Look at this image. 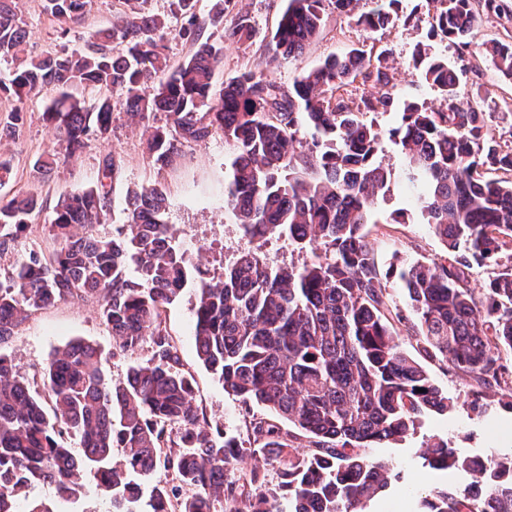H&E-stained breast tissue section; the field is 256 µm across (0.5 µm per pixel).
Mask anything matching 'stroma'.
Here are the masks:
<instances>
[{
    "label": "stroma",
    "instance_id": "1",
    "mask_svg": "<svg viewBox=\"0 0 512 512\" xmlns=\"http://www.w3.org/2000/svg\"><path fill=\"white\" fill-rule=\"evenodd\" d=\"M284 7L285 0H226L223 27L208 25L200 34L201 41L223 49L222 62L215 74L216 83L251 70L271 77L286 90L303 72L330 55L357 47L377 52L385 49L389 55L382 66L389 78L388 85L357 82L349 86V97L357 102L388 92L400 101L417 100L435 110L445 109L443 97L428 86L412 66L413 52L420 45L428 46L432 54L448 60L457 58L455 45L449 44L447 38L430 33L436 9L434 0H401L397 17L374 31L365 29L356 17L326 6L320 33L303 54L275 60L269 48ZM145 8L165 21L164 53L170 65H179L193 52L194 46L179 35L181 20L175 14L173 0H147ZM123 9L121 0H93L82 21L64 33L45 12L43 0H19L18 5L19 15L30 32L29 49L39 57L81 47L89 32L111 27ZM242 15L249 18L254 29L252 39L236 42L225 37V30L232 28ZM493 39H512V23L493 18L475 29L466 51L470 68L462 77L460 101L492 112L493 134L505 140L512 136V81L498 74L481 55L482 44ZM56 95V89L48 87L24 98L20 136L0 138V154L10 158L12 165L10 179L0 184V202L33 192L39 195L43 205L41 212L29 217L9 249L0 253V268L20 262L30 251L47 253L55 248L49 224L58 198L94 186L102 161L108 157L115 159L117 170L112 182V209L99 227L100 234L110 235L116 227L125 224L128 190L158 183L164 187L170 202L164 215L166 223L173 227L177 240L193 261L207 268L210 274L221 275L225 264L253 248L233 216L224 209L225 163L233 155L234 146L222 133L184 144L176 162L158 169L148 157L144 127L132 124L118 108L112 114L109 137L90 138L82 150L54 166L50 173H36L33 169L36 159L50 151L65 150L53 127L43 118ZM377 159L391 170L392 179L388 191L376 200L371 222L365 225L363 232L384 274L382 286L389 304L405 317L404 322L394 326L398 340L415 356L419 348L409 322L412 311L397 274L410 261L425 257L445 263L449 255L444 243L433 235L428 225L396 221L399 212L408 206L401 180L404 160L399 146L385 136ZM256 251L269 264L287 267L311 262L314 253L313 248L299 249L285 239L274 237ZM196 302V283L191 280L167 306L166 330L178 351L182 370L193 376L196 404L210 428L247 441L250 421L264 417L265 412L259 408L245 409L225 393L217 378L198 361L193 336ZM79 338L98 345L105 367L116 383L125 379L131 365L151 356V348L146 344L127 353L113 348L111 331L101 318L99 303L92 296L69 298L32 312L11 338L0 344V351L11 354L19 374L38 388L54 351ZM423 364L434 382L453 398L454 407L444 416L423 417L415 433L402 441L370 449V456L400 465L405 477L404 483L392 486L384 498L373 504V512H418L421 498L432 488L446 483L456 486L469 483L467 475L450 477L423 467L420 452L431 438H447L451 446L464 455L486 454L493 449L512 450V411L499 405V387L480 390L492 410L479 417L466 406L472 389L477 388L471 378L435 359H424ZM34 501L48 503L57 512H112L108 498L99 490L96 477L90 472L84 475L79 500L61 501L54 486L37 483L20 497V512H26Z\"/></svg>",
    "mask_w": 512,
    "mask_h": 512
}]
</instances>
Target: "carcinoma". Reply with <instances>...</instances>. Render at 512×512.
<instances>
[{
	"label": "carcinoma",
	"mask_w": 512,
	"mask_h": 512,
	"mask_svg": "<svg viewBox=\"0 0 512 512\" xmlns=\"http://www.w3.org/2000/svg\"><path fill=\"white\" fill-rule=\"evenodd\" d=\"M349 14L360 0H287L273 37V58L297 57L320 31L323 2ZM62 32L78 23L91 0H43ZM145 0H124L125 18L110 29L88 33L81 49L32 58L0 80V96L22 102L47 87L59 94L45 112L68 155L91 137L112 132L121 103L128 119L143 122L154 112L169 124L152 129L148 153L162 169L181 146L220 131L232 141L224 181V205L249 240L286 238L296 247L315 244L321 253L301 268L273 267L252 251L224 266L215 280L175 244L163 221L168 198L161 184L128 192V222L111 237L97 228L112 205L117 164L105 160L96 186L66 196L54 208L50 229L59 248L31 252L0 279V342L31 312L70 297L90 295L121 351L144 342L152 355L112 383L99 347L76 339L57 350L42 377L49 404L31 390L0 354V512H17L22 491L34 483L54 485L63 501L77 499L83 475L95 474L112 512H140L143 484L159 467L177 485L154 487L152 512H367L402 479L391 461L365 449L401 441L429 414L444 415L453 400L421 362L395 340L390 310L374 252L363 226L391 173L375 160L382 132L364 111L392 107L383 93L353 106L347 87L357 80L388 84L382 67L361 48L326 58L283 91L277 83L243 71L214 91L222 48L199 41L201 30L224 24V0L200 18L196 0H174L179 35L195 52L173 68L163 53L165 28L144 11ZM400 0H375L358 17L369 30L386 25ZM433 32L465 39L485 16L512 22L506 0H434ZM253 35L241 15L228 37ZM29 41L15 0H0V58L16 59ZM512 80V42L490 41L482 50ZM413 67L448 104L435 111L417 101L401 107L388 134L405 158L404 175L413 215L448 248V264L408 263L398 274L415 315L423 354L451 363L480 386L504 384L499 403L512 410V264L498 270L479 294L469 269L497 261L512 248V145L490 135V113L457 103L456 65L419 48ZM104 87L109 96L86 104L71 89ZM206 109L205 119L197 117ZM310 135L304 147L301 135ZM503 176L491 178L488 171ZM38 196L0 204V251L17 237ZM196 274L194 341L203 366L224 391L245 406H258L309 439L304 452L278 423H250L251 452L281 464V495L265 490L256 467L236 478L242 461L233 436L201 422L192 376L164 326L163 313ZM76 439L75 453L68 440ZM121 449L120 458L114 450ZM423 465L448 475L464 472V487H436L420 512H512V452L462 455L438 438L424 448Z\"/></svg>",
	"instance_id": "cac0c4a2"
}]
</instances>
